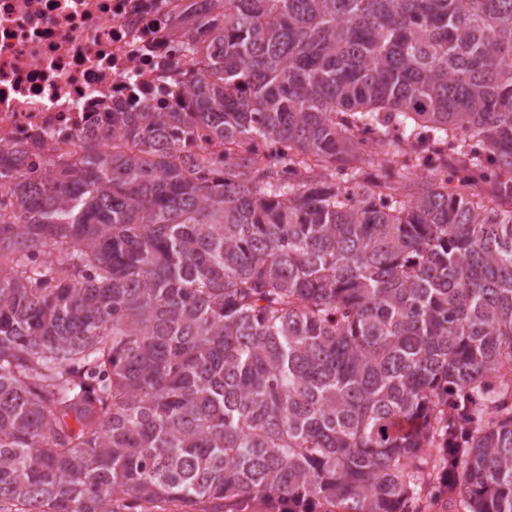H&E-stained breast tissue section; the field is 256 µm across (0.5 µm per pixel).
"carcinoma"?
Masks as SVG:
<instances>
[{
	"label": "carcinoma",
	"instance_id": "carcinoma-1",
	"mask_svg": "<svg viewBox=\"0 0 512 512\" xmlns=\"http://www.w3.org/2000/svg\"><path fill=\"white\" fill-rule=\"evenodd\" d=\"M175 27L185 102L74 162L0 146V504L419 512L435 443L465 512H512V0Z\"/></svg>",
	"mask_w": 512,
	"mask_h": 512
}]
</instances>
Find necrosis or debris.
I'll return each mask as SVG.
<instances>
[{
    "mask_svg": "<svg viewBox=\"0 0 512 512\" xmlns=\"http://www.w3.org/2000/svg\"><path fill=\"white\" fill-rule=\"evenodd\" d=\"M172 0H0V144L78 154L132 98L180 101L196 60Z\"/></svg>",
    "mask_w": 512,
    "mask_h": 512,
    "instance_id": "necrosis-or-debris-1",
    "label": "necrosis or debris"
}]
</instances>
